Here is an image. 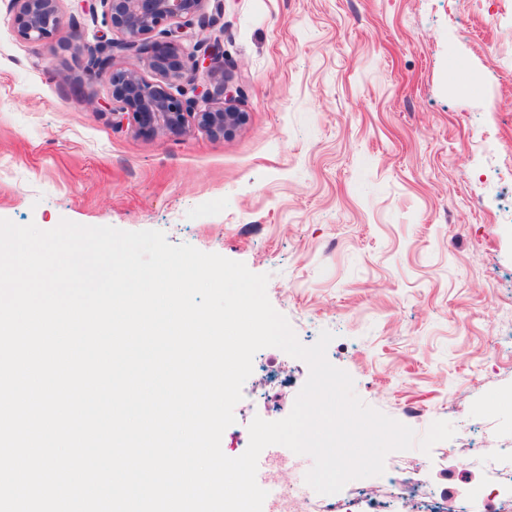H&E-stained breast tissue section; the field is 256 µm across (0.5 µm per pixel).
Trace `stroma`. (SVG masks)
Wrapping results in <instances>:
<instances>
[{
	"label": "stroma",
	"instance_id": "stroma-1",
	"mask_svg": "<svg viewBox=\"0 0 512 512\" xmlns=\"http://www.w3.org/2000/svg\"><path fill=\"white\" fill-rule=\"evenodd\" d=\"M49 43L0 0V219L159 230L268 275L298 340L356 395L424 434L389 453L443 512L486 479L474 448L512 442V0H206L245 125L223 138L118 129L76 92L74 54L109 37L60 0ZM308 365L259 350L221 447L287 417Z\"/></svg>",
	"mask_w": 512,
	"mask_h": 512
}]
</instances>
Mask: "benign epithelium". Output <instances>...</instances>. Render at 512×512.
Returning <instances> with one entry per match:
<instances>
[{
  "mask_svg": "<svg viewBox=\"0 0 512 512\" xmlns=\"http://www.w3.org/2000/svg\"><path fill=\"white\" fill-rule=\"evenodd\" d=\"M17 35L26 41L47 42L63 23L59 0H11ZM105 22L120 34L89 50L83 66L88 81L106 80L111 89L115 124L125 123L139 134L181 136L194 123L214 137H229L246 123L247 115L234 103L219 67L224 64L220 39L206 35L210 21L202 15L205 0H99ZM197 20L193 51L178 44L172 25ZM164 40L153 34L161 26ZM117 57L135 60L116 67ZM143 62L159 82L147 80ZM176 92H171V89ZM222 99V105L213 101Z\"/></svg>",
  "mask_w": 512,
  "mask_h": 512,
  "instance_id": "benign-epithelium-1",
  "label": "benign epithelium"
}]
</instances>
